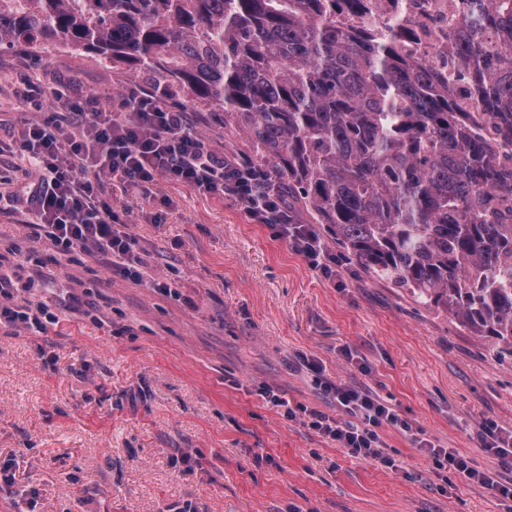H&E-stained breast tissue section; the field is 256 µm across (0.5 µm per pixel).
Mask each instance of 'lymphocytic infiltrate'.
<instances>
[{
	"mask_svg": "<svg viewBox=\"0 0 512 512\" xmlns=\"http://www.w3.org/2000/svg\"><path fill=\"white\" fill-rule=\"evenodd\" d=\"M59 109L41 122L22 124L13 145L0 143L34 161L42 172L39 190L28 197L0 191V212L23 217L34 239H43L62 254L97 251L111 273L134 282H148L159 294L175 295L170 283L146 280L135 254L137 241L123 227L111 204L102 201L103 180L149 191L167 179L195 190L234 198L243 204L253 221L277 228L280 237L324 278H339L341 269L312 224L295 223L268 171L212 151L188 124L184 112L169 107L157 94L135 88L119 100H104L57 90ZM21 249L0 254V328L47 332L58 324V313L45 301H32L26 294L31 283H19L14 274L22 268ZM297 371L311 374L320 394L345 420L302 403L289 401L273 390L265 396L283 408L285 417L306 416L311 427L336 441L355 458H381V428L390 427L411 435L413 444L430 455L439 469H449L476 482L499 497L512 498V436L496 435L485 427L477 441L498 460L494 472L476 469L470 459L453 449L415 435L407 421L377 392L336 382L323 373L314 359L301 356Z\"/></svg>",
	"mask_w": 512,
	"mask_h": 512,
	"instance_id": "1",
	"label": "lymphocytic infiltrate"
}]
</instances>
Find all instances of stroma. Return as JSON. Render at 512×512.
Instances as JSON below:
<instances>
[{
  "label": "stroma",
  "mask_w": 512,
  "mask_h": 512,
  "mask_svg": "<svg viewBox=\"0 0 512 512\" xmlns=\"http://www.w3.org/2000/svg\"><path fill=\"white\" fill-rule=\"evenodd\" d=\"M61 86L116 100L154 82L61 45L0 47V141L56 111ZM167 103L213 150L260 164L223 112ZM100 197L137 239L145 274L183 297L112 274L90 253L27 243L30 228L0 214V251L33 245L39 294L62 309L41 336L0 329V460L14 459L19 484L35 490L34 512H512V500L437 469L392 428L379 431L384 460L354 458L261 394L337 416L290 367L307 355L493 471L477 436L486 425L512 432L511 357L355 261H341L343 286L325 280L231 197L165 179L147 194L107 183ZM42 351L55 371L42 369ZM185 453L201 470L173 466Z\"/></svg>",
  "instance_id": "stroma-1"
}]
</instances>
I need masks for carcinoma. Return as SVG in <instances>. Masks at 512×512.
Wrapping results in <instances>:
<instances>
[{"label":"carcinoma","mask_w":512,"mask_h":512,"mask_svg":"<svg viewBox=\"0 0 512 512\" xmlns=\"http://www.w3.org/2000/svg\"><path fill=\"white\" fill-rule=\"evenodd\" d=\"M376 0H0V46L132 63L239 125L349 259L512 357V0L435 50Z\"/></svg>","instance_id":"carcinoma-1"}]
</instances>
